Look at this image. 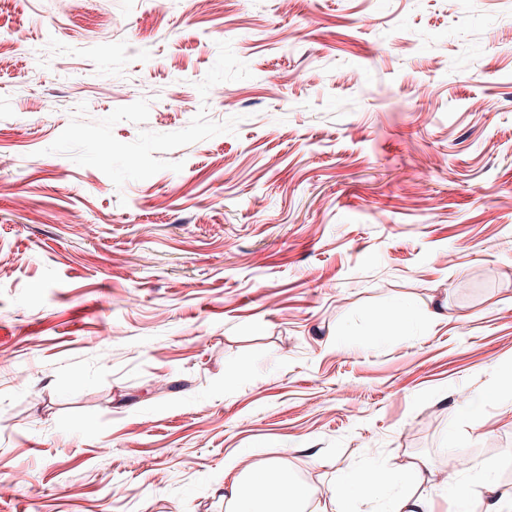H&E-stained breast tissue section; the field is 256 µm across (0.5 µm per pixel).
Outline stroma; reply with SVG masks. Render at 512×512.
Listing matches in <instances>:
<instances>
[{
	"mask_svg": "<svg viewBox=\"0 0 512 512\" xmlns=\"http://www.w3.org/2000/svg\"><path fill=\"white\" fill-rule=\"evenodd\" d=\"M510 376L512 0H0V512H226L276 458L481 512Z\"/></svg>",
	"mask_w": 512,
	"mask_h": 512,
	"instance_id": "stroma-1",
	"label": "stroma"
}]
</instances>
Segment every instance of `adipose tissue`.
<instances>
[{
	"label": "adipose tissue",
	"instance_id": "ef3b65f1",
	"mask_svg": "<svg viewBox=\"0 0 512 512\" xmlns=\"http://www.w3.org/2000/svg\"><path fill=\"white\" fill-rule=\"evenodd\" d=\"M432 474L428 464L414 466L412 476L421 490L395 496L391 512H433V493L439 485ZM316 496V489L295 479L277 460L234 474L224 484L228 512H306Z\"/></svg>",
	"mask_w": 512,
	"mask_h": 512
}]
</instances>
